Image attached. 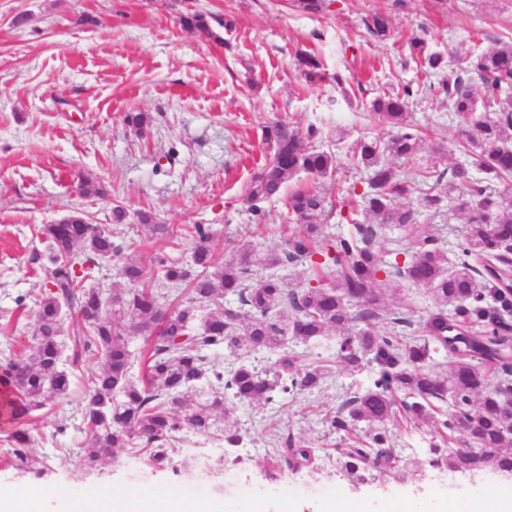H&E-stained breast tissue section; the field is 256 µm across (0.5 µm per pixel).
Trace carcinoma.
<instances>
[{"label": "carcinoma", "instance_id": "1", "mask_svg": "<svg viewBox=\"0 0 512 512\" xmlns=\"http://www.w3.org/2000/svg\"><path fill=\"white\" fill-rule=\"evenodd\" d=\"M211 16L191 12L183 26L203 39H218ZM367 33L386 41L392 20L381 13L362 19ZM411 59L427 72L444 73L443 97L457 118V144L471 152V164L485 173L474 179L454 166L450 174L438 162L422 163L421 138L407 119L409 88L370 102L374 114L396 128L388 139L358 144L353 161L366 174L362 190L347 193L361 199L365 219L345 235L327 239L319 222L332 211L316 190L288 189L304 173L326 178L337 167L336 155L304 145L319 137L316 126L301 131L285 121L265 127L270 159L253 174L246 201L253 215L260 203L286 198L291 224H279V246L260 251L249 244L224 250V265L214 262V231L192 224L190 264L155 257L153 285L144 267L124 256L112 233L87 221L79 209L56 224H45L51 268L37 299L34 321L27 324L30 344L0 357V401L15 429L4 451L8 466L42 473L25 425L36 410L52 406L70 391L71 374L63 367L66 349L72 365L88 353L101 359L90 370L82 402L80 431L91 451L82 458L95 471L105 451L122 448L143 457L157 469L188 466L196 454L185 447L190 435L211 437L224 448V459L238 464L248 436L225 418L233 401L264 407L279 398L322 387L332 359L356 372L366 362L376 365L371 384L340 397L327 418L343 437L336 464L355 480L371 471L406 476L405 460L395 454L390 424L403 416L432 424L439 439L425 449L433 469L470 476L512 475V42L465 54L448 66V57L415 36ZM298 64L305 79H323L319 60L302 52ZM401 161L408 173L399 176L387 158ZM419 195L433 211L443 203L467 217L461 258L448 267L428 229L415 230L411 256L403 263L383 264L377 243L388 224L415 223L414 211L399 200ZM323 256L314 269L317 285L299 281L288 286L276 271ZM118 260L119 275L131 287L107 301L96 287L102 262ZM393 284L400 306L381 316L382 293L373 288L379 276ZM425 288L437 302L416 321L411 291ZM173 298L166 309L162 299ZM454 304L453 320L445 307ZM117 313V323L108 313ZM78 324L69 342L63 323ZM140 336V352L132 339ZM335 338V356H325ZM294 340L315 350V356L288 352ZM229 355L232 362L221 361ZM274 359L260 371L255 356ZM435 355L451 359L448 373L429 365ZM501 375L496 386L491 377ZM366 427L359 434L360 427ZM255 465L278 471L306 469L319 473L324 459L314 443L287 436Z\"/></svg>", "mask_w": 512, "mask_h": 512}]
</instances>
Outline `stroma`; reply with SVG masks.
<instances>
[{
	"label": "stroma",
	"instance_id": "35a3bbf8",
	"mask_svg": "<svg viewBox=\"0 0 512 512\" xmlns=\"http://www.w3.org/2000/svg\"><path fill=\"white\" fill-rule=\"evenodd\" d=\"M309 13L296 0H0V350L26 344L45 285L48 251L40 234L71 210H84L92 223L110 228L115 242L130 246L145 269L157 254L189 262L184 228L208 224L220 238L275 247V225L288 221L284 199L264 203L255 220L246 188L272 151L263 135L272 121L299 128L316 125V144L334 152L333 176L301 174L290 187L320 191L333 206L321 226L327 237L345 235L362 218L346 191L359 173L351 167L358 143L388 138L392 130L372 113L371 101L412 84L409 122L422 136L420 156L447 153V165L465 161L453 147L456 119L442 105L439 75L417 72L408 59L413 36L451 56L478 52L495 40L512 42V0H322ZM192 9L232 21L215 41L200 40L178 17ZM389 15L391 39L370 40L361 23L369 12ZM315 54L344 86H309L298 67V52ZM146 113L143 132L126 114ZM102 183L106 195L82 196L78 180ZM127 209L113 221L114 206ZM417 223L429 225L436 244L456 262L464 215L433 212L419 197L406 200ZM174 230L176 241L154 236L136 211ZM24 307H17V298ZM375 364L349 374L341 364L321 389L263 408L234 405L232 418L248 432V453L263 456L281 434L315 441L333 451L341 443L324 421L340 395L367 386ZM72 392L53 411H35L29 424L34 453L47 467L42 479L0 463V500L20 499L25 512H84L113 490L158 499L171 508L207 504L211 512H378L429 500L439 512L451 500L480 502L497 479L471 478L429 468L422 454L431 425L413 429L391 424L401 456L415 466L406 480L373 473L349 481L333 465L318 475L284 472L266 478L260 467L225 463L215 440H191L197 466L157 472L118 449L101 472L80 466L86 444L78 433V403L86 392L80 371H72ZM67 424L56 435L59 424Z\"/></svg>",
	"mask_w": 512,
	"mask_h": 512
}]
</instances>
